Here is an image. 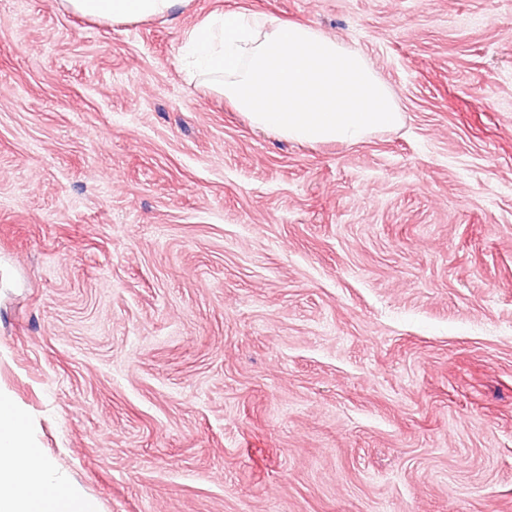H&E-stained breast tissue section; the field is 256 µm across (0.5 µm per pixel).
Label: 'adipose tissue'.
<instances>
[{"mask_svg":"<svg viewBox=\"0 0 512 512\" xmlns=\"http://www.w3.org/2000/svg\"><path fill=\"white\" fill-rule=\"evenodd\" d=\"M186 0H59L67 12L103 21L169 17ZM0 512H94L65 492L63 482L41 460L30 431L17 412L0 400Z\"/></svg>","mask_w":512,"mask_h":512,"instance_id":"obj_1","label":"adipose tissue"}]
</instances>
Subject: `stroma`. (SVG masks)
Instances as JSON below:
<instances>
[{
    "label": "stroma",
    "instance_id": "35a3bbf8",
    "mask_svg": "<svg viewBox=\"0 0 512 512\" xmlns=\"http://www.w3.org/2000/svg\"><path fill=\"white\" fill-rule=\"evenodd\" d=\"M228 11L400 126L254 129L181 62ZM0 391L96 512H512V0H0ZM187 0H60L67 12L103 21H133L170 17Z\"/></svg>",
    "mask_w": 512,
    "mask_h": 512
}]
</instances>
